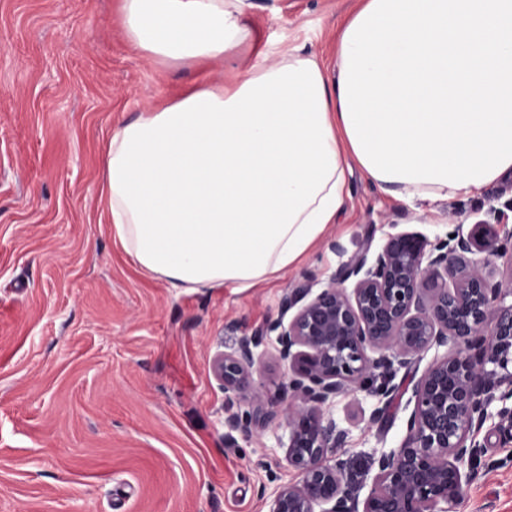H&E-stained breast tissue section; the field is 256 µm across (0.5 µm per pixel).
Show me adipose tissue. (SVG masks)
Instances as JSON below:
<instances>
[{
  "label": "adipose tissue",
  "mask_w": 512,
  "mask_h": 512,
  "mask_svg": "<svg viewBox=\"0 0 512 512\" xmlns=\"http://www.w3.org/2000/svg\"><path fill=\"white\" fill-rule=\"evenodd\" d=\"M127 34L170 60L223 58L245 39L243 0H123ZM340 71L291 48L224 84L116 121L100 202L133 262L171 287L245 290L285 274L336 222L348 196ZM434 204L476 185L384 181Z\"/></svg>",
  "instance_id": "obj_1"
}]
</instances>
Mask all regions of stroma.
I'll list each match as a JSON object with an SVG mask.
<instances>
[{"instance_id":"35a3bbf8","label":"stroma","mask_w":512,"mask_h":512,"mask_svg":"<svg viewBox=\"0 0 512 512\" xmlns=\"http://www.w3.org/2000/svg\"><path fill=\"white\" fill-rule=\"evenodd\" d=\"M244 3L245 42L201 65L137 48L120 0H0V512H269L268 494L297 478L285 408L226 445L214 357L280 317L288 291L323 288L389 236L491 224L512 201L505 179L426 217L353 165L336 224L284 276L177 292L143 272L101 215L114 122L232 80L274 46L332 58L354 0ZM259 353L253 383L277 394L288 366L275 338ZM446 353L431 348L397 372L378 423L365 391L336 400L352 474L371 480L370 456L400 445L413 385ZM475 467L453 512H512V444L489 438Z\"/></svg>"}]
</instances>
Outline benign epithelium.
Listing matches in <instances>:
<instances>
[{
  "mask_svg": "<svg viewBox=\"0 0 512 512\" xmlns=\"http://www.w3.org/2000/svg\"><path fill=\"white\" fill-rule=\"evenodd\" d=\"M505 215L494 224H458L455 237L430 241L414 233L388 238L373 260L354 257L317 294L295 288L282 301L276 333L279 358L291 376L288 459L298 479L272 494L269 512H448L475 477L485 424L512 443V281L494 280ZM484 254L482 263L471 259ZM354 280L353 288L345 286ZM297 308L291 320L283 315ZM265 335L239 339L216 355L213 371L224 390V437L245 438L265 426L274 402L251 385ZM455 352L434 360L413 387L415 399L401 445L373 453L372 486L354 481L337 457L349 429L326 416L340 396L357 389L391 400L389 380L432 347ZM384 383L371 389L374 375ZM244 400L251 411L234 405Z\"/></svg>",
  "mask_w": 512,
  "mask_h": 512,
  "instance_id": "7a95c632",
  "label": "benign epithelium"
}]
</instances>
